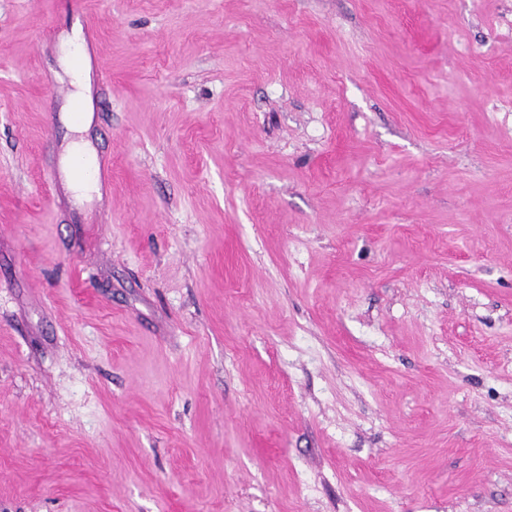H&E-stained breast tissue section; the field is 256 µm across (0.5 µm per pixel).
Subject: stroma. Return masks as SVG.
I'll list each match as a JSON object with an SVG mask.
<instances>
[{
    "label": "stroma",
    "instance_id": "35a3bbf8",
    "mask_svg": "<svg viewBox=\"0 0 512 512\" xmlns=\"http://www.w3.org/2000/svg\"><path fill=\"white\" fill-rule=\"evenodd\" d=\"M0 512H512V0H0Z\"/></svg>",
    "mask_w": 512,
    "mask_h": 512
}]
</instances>
